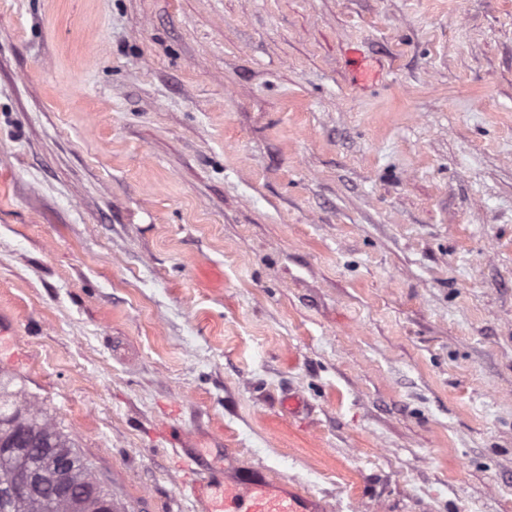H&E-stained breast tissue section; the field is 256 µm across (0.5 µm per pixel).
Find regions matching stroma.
<instances>
[{
    "label": "stroma",
    "instance_id": "35a3bbf8",
    "mask_svg": "<svg viewBox=\"0 0 512 512\" xmlns=\"http://www.w3.org/2000/svg\"><path fill=\"white\" fill-rule=\"evenodd\" d=\"M0 313L118 512H512V0H0ZM190 465L200 474L191 485L194 501L202 512H312L321 506L315 500L288 491V488L270 479L260 469L246 478L227 475L224 483H218L215 470L202 457L190 454ZM221 490L218 497L216 491ZM214 491V492H213Z\"/></svg>",
    "mask_w": 512,
    "mask_h": 512
}]
</instances>
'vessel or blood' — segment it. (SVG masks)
Listing matches in <instances>:
<instances>
[{"instance_id":"b4317fda","label":"vessel or blood","mask_w":512,"mask_h":512,"mask_svg":"<svg viewBox=\"0 0 512 512\" xmlns=\"http://www.w3.org/2000/svg\"><path fill=\"white\" fill-rule=\"evenodd\" d=\"M188 462L199 474L191 492L201 512H318L320 508L315 500L288 491L263 470L242 479L229 476L220 483L215 479V469L204 458L193 454Z\"/></svg>"}]
</instances>
